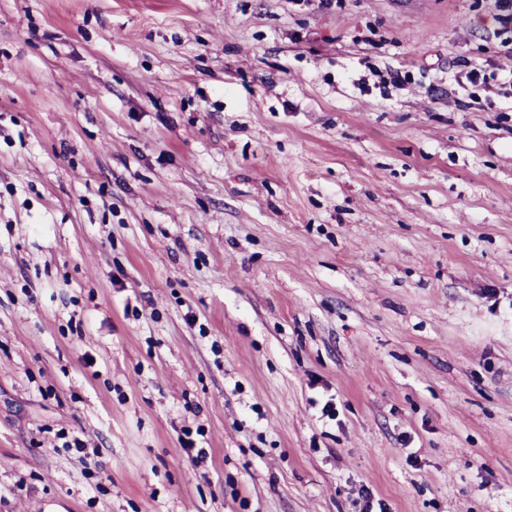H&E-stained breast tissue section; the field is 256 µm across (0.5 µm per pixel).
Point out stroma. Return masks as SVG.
Listing matches in <instances>:
<instances>
[{"label":"stroma","mask_w":512,"mask_h":512,"mask_svg":"<svg viewBox=\"0 0 512 512\" xmlns=\"http://www.w3.org/2000/svg\"><path fill=\"white\" fill-rule=\"evenodd\" d=\"M511 68L498 0H0V512H512Z\"/></svg>","instance_id":"obj_1"}]
</instances>
